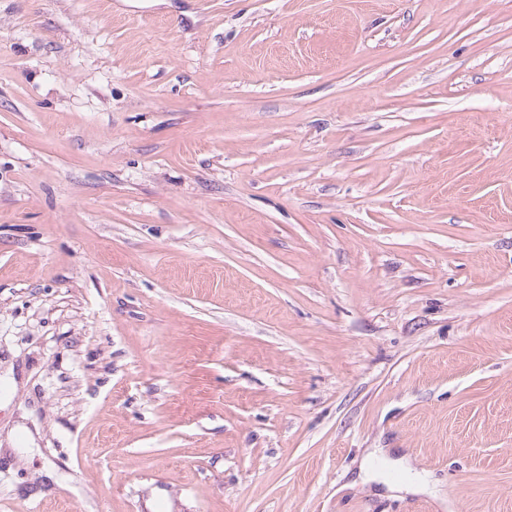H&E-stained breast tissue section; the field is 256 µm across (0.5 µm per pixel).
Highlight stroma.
<instances>
[{"label": "stroma", "instance_id": "obj_1", "mask_svg": "<svg viewBox=\"0 0 512 512\" xmlns=\"http://www.w3.org/2000/svg\"><path fill=\"white\" fill-rule=\"evenodd\" d=\"M10 439L0 512H512V0H0Z\"/></svg>", "mask_w": 512, "mask_h": 512}]
</instances>
